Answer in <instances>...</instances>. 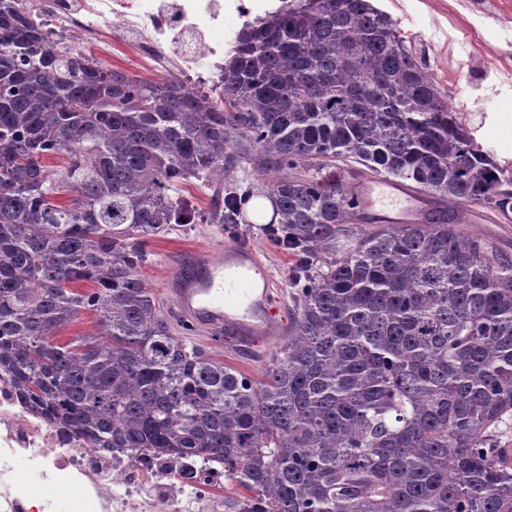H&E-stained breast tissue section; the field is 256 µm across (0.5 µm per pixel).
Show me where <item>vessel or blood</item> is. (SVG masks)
Here are the masks:
<instances>
[{
  "mask_svg": "<svg viewBox=\"0 0 512 512\" xmlns=\"http://www.w3.org/2000/svg\"><path fill=\"white\" fill-rule=\"evenodd\" d=\"M348 193L355 206H379L398 224L416 221L429 207L428 196L386 177L351 179ZM262 267L251 246L235 241L175 250L158 267L159 292L171 301L178 322L203 335L208 345L218 347L233 337L237 357L258 362L265 346L280 344L287 334L272 274L265 273L260 289L250 276Z\"/></svg>",
  "mask_w": 512,
  "mask_h": 512,
  "instance_id": "vessel-or-blood-1",
  "label": "vessel or blood"
}]
</instances>
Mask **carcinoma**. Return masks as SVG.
<instances>
[{"label":"carcinoma","instance_id":"obj_1","mask_svg":"<svg viewBox=\"0 0 512 512\" xmlns=\"http://www.w3.org/2000/svg\"><path fill=\"white\" fill-rule=\"evenodd\" d=\"M62 157L50 170L44 161ZM296 259L288 336L255 380L175 335L149 243L239 224L240 160ZM434 203L368 225L346 179ZM195 179L216 206L189 203ZM512 222V176L369 0L245 21L195 93L46 45L0 0V372L95 448L224 462L248 512H512V259L464 210ZM90 313L91 333L58 341Z\"/></svg>","mask_w":512,"mask_h":512}]
</instances>
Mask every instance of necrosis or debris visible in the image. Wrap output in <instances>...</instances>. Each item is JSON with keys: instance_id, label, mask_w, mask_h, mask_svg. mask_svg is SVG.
Returning <instances> with one entry per match:
<instances>
[{"instance_id": "necrosis-or-debris-1", "label": "necrosis or debris", "mask_w": 512, "mask_h": 512, "mask_svg": "<svg viewBox=\"0 0 512 512\" xmlns=\"http://www.w3.org/2000/svg\"><path fill=\"white\" fill-rule=\"evenodd\" d=\"M43 20L53 47L91 52L109 61L113 51L133 54L157 70L195 73L216 68L224 46L222 0H176L175 14L159 0H22ZM194 53L183 58L171 46L184 31ZM481 68L512 73V56L488 53L483 36L470 47H448V74ZM42 474L46 486L65 481L74 490L68 512H224V467L196 457L137 455L126 448H94L61 431L22 402L11 379L0 373V512H54L52 495L32 500L20 487L16 463Z\"/></svg>"}]
</instances>
